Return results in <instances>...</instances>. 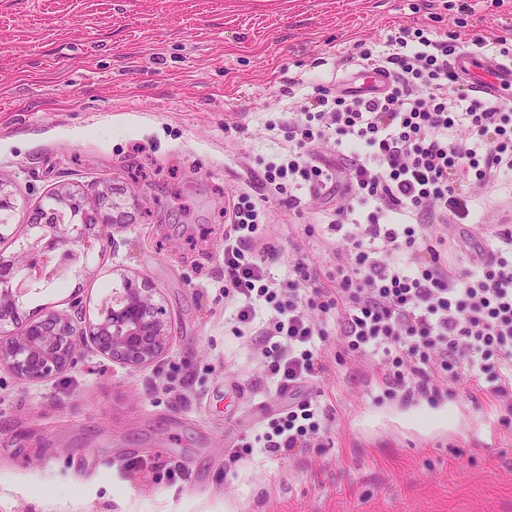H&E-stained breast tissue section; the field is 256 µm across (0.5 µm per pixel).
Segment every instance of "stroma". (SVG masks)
<instances>
[{"label":"stroma","instance_id":"obj_1","mask_svg":"<svg viewBox=\"0 0 512 512\" xmlns=\"http://www.w3.org/2000/svg\"><path fill=\"white\" fill-rule=\"evenodd\" d=\"M488 14L512 24V0H0V182L16 204L0 257L37 236L29 218L59 186L124 202L86 266L24 296L22 317L75 298L97 316L131 277L172 334L143 369L90 349L37 384L0 366V512H512L506 412L453 383L387 397L377 369L331 364L307 388L328 438L245 453L288 397L224 302L227 200L285 144L266 118L360 82L356 42ZM266 207L254 251L276 277L299 250L329 271L323 201Z\"/></svg>","mask_w":512,"mask_h":512}]
</instances>
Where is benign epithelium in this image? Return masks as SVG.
Returning a JSON list of instances; mask_svg holds the SVG:
<instances>
[{
    "label": "benign epithelium",
    "instance_id": "7a95c632",
    "mask_svg": "<svg viewBox=\"0 0 512 512\" xmlns=\"http://www.w3.org/2000/svg\"><path fill=\"white\" fill-rule=\"evenodd\" d=\"M57 207L38 209L31 224L41 235L11 259L0 258V365L24 384H35L69 370L82 347L130 368H145L165 354L171 340L165 308L151 288L136 279L112 292L97 318L84 313L82 301L67 313L49 309L18 334L6 330L17 322L22 297L45 280L53 266L62 277L98 242V228L117 222L119 206L112 192L89 204L83 192L59 188L51 196Z\"/></svg>",
    "mask_w": 512,
    "mask_h": 512
}]
</instances>
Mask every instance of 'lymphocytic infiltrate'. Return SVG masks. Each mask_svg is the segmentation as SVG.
I'll return each instance as SVG.
<instances>
[{"mask_svg": "<svg viewBox=\"0 0 512 512\" xmlns=\"http://www.w3.org/2000/svg\"><path fill=\"white\" fill-rule=\"evenodd\" d=\"M485 40L478 29L444 38L402 27L384 50L357 42L352 61L383 73L384 88L320 86L266 120L270 133L287 129L288 146L235 192L224 297L238 323L266 312L259 348L275 354V383L292 395L270 433L244 447L291 453L320 438L326 414L297 390L333 359L376 366L389 396L433 399L453 382L471 398L512 404V232L474 216L477 190L512 176V99L473 97L453 65ZM343 146L346 162L325 159ZM302 189L334 201L340 237L321 246L328 284L300 252L283 286L252 241L270 221L265 199L294 210Z\"/></svg>", "mask_w": 512, "mask_h": 512, "instance_id": "obj_1", "label": "lymphocytic infiltrate"}]
</instances>
